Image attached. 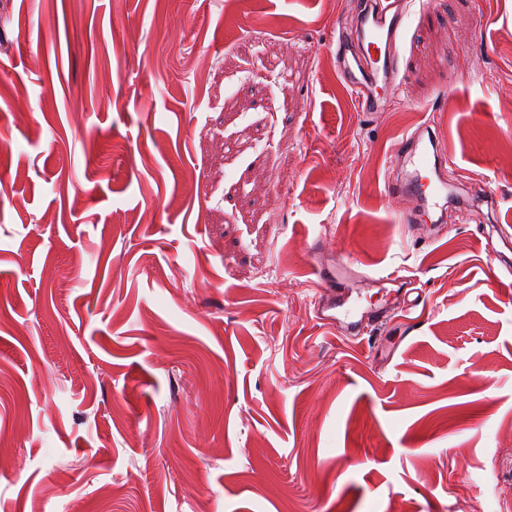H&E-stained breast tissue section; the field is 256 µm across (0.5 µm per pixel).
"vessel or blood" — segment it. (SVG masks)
Instances as JSON below:
<instances>
[{
  "instance_id": "vessel-or-blood-1",
  "label": "vessel or blood",
  "mask_w": 512,
  "mask_h": 512,
  "mask_svg": "<svg viewBox=\"0 0 512 512\" xmlns=\"http://www.w3.org/2000/svg\"><path fill=\"white\" fill-rule=\"evenodd\" d=\"M359 28L361 36L357 48L351 57L340 61L339 69L359 109L380 112L385 106L384 90L394 88L396 82L397 42L403 34L404 15L395 0H388L380 10L364 13L359 19ZM392 155L407 167L404 180L392 187V195L402 200L417 199L425 209H446L448 183L437 177L436 172L447 159L441 154L435 138L414 132L394 148ZM314 273L321 283L318 298L323 302L316 310L317 320L330 328L342 327L348 335H361L362 320L353 318L348 312L343 317H336V300L347 297V282L370 281V274H356L351 265L343 261L318 265Z\"/></svg>"
}]
</instances>
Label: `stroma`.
I'll return each instance as SVG.
<instances>
[{
	"mask_svg": "<svg viewBox=\"0 0 512 512\" xmlns=\"http://www.w3.org/2000/svg\"><path fill=\"white\" fill-rule=\"evenodd\" d=\"M364 2L0 0V512H512V0H408L374 114ZM377 11L364 13L359 19L360 40L351 58L339 62L341 75L351 88L363 112L385 111L379 90L393 89L398 73L397 42L404 30V14L396 0ZM396 161L403 160L407 169L406 177L400 183L388 188L392 196L406 200L416 198L423 209L439 208L448 205V182L437 174V170L447 163L435 138L428 131L427 140L420 130L406 136L393 150ZM436 174V180L433 179ZM430 191L426 194V189ZM394 271L389 273L385 278L381 277L379 279H375L372 275L368 273H363L361 275H357L352 269L349 263L344 261H333L330 264H321L314 268V274L317 279L323 285V288L318 290V305L316 308V318L317 320L324 326L335 328L336 321L341 325L343 331L350 336H359L362 334L363 330V318L364 314L361 315L359 319H353L354 316L351 315L350 310H346L342 315L343 319L336 317V314L327 313L330 311H335L338 307H343L347 301L350 294L349 288H341L344 286L347 281L357 280L360 282H377L381 280H394L393 275ZM336 297H342V300H339V303H336ZM326 300V303L323 304L321 308V302Z\"/></svg>",
	"mask_w": 512,
	"mask_h": 512,
	"instance_id": "1",
	"label": "stroma"
}]
</instances>
